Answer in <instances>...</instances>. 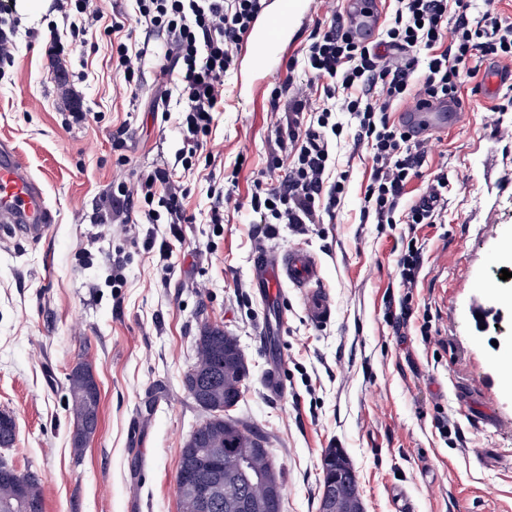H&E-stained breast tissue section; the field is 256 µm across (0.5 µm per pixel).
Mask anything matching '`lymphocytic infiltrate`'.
Wrapping results in <instances>:
<instances>
[{
  "mask_svg": "<svg viewBox=\"0 0 512 512\" xmlns=\"http://www.w3.org/2000/svg\"><path fill=\"white\" fill-rule=\"evenodd\" d=\"M394 18L376 46L357 39L342 23L317 29L304 48V66L322 81L321 104L294 96L291 84L275 91L271 101L287 100L286 126L277 128L275 145L292 163L278 186L257 188L249 208L262 233L276 235L279 225L304 234L324 217H335L347 180L337 170L328 148L329 135L344 127L337 113L352 119L354 146L366 147L372 167L363 193L362 214L376 224L442 223V197L448 178L436 175L430 198L404 207L407 183L418 176L424 161L422 142L392 118L408 97L458 99L470 78L471 62L489 56L512 63V23H503L492 10L470 18L473 0H394ZM265 0H132L140 24L170 40L167 50L177 75L172 89L178 96L177 120L184 131L182 163L201 151L217 112L224 109V78L237 70V50ZM54 9L68 19L67 30L51 29L50 51L63 54L69 41L96 27L99 11L89 0H54ZM380 44V45H381ZM423 79H416V71ZM182 190L166 169L142 180L139 195L117 184L112 202L126 214L143 212L150 222L167 219L187 223ZM157 197L158 208L147 207Z\"/></svg>",
  "mask_w": 512,
  "mask_h": 512,
  "instance_id": "1",
  "label": "lymphocytic infiltrate"
}]
</instances>
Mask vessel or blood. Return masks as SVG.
I'll use <instances>...</instances> for the list:
<instances>
[{"label":"vessel or blood","instance_id":"vessel-or-blood-1","mask_svg":"<svg viewBox=\"0 0 512 512\" xmlns=\"http://www.w3.org/2000/svg\"><path fill=\"white\" fill-rule=\"evenodd\" d=\"M314 8L312 0H267L245 37L250 56L246 68L259 75L272 68L283 45L292 37L293 24ZM342 18L359 37L378 32L382 14L377 0H347ZM466 104L446 99L419 101L398 113L404 127L418 139L429 141L449 125L458 123ZM53 221L52 210L40 182L32 175L15 148L0 141V227L26 241L42 239ZM322 267L309 249L293 246L286 249L259 246L251 259V284L261 300L275 306L272 320L263 327L265 348L271 358L279 356V338L286 320L284 290H298L305 316L318 328L327 327L335 318V306L322 286Z\"/></svg>","mask_w":512,"mask_h":512}]
</instances>
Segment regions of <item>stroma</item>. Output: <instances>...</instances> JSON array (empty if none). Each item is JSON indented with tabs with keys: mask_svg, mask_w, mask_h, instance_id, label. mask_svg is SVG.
Returning a JSON list of instances; mask_svg holds the SVG:
<instances>
[{
	"mask_svg": "<svg viewBox=\"0 0 512 512\" xmlns=\"http://www.w3.org/2000/svg\"><path fill=\"white\" fill-rule=\"evenodd\" d=\"M21 15L34 37L17 38L13 65L0 79V140L11 141L40 181L54 221L40 242L0 238V413L16 423V442L0 451L19 472H34L45 512H179L181 450L206 413L183 387L195 340L216 325L236 338L249 375L230 417L266 441L283 488V512H319L322 458L341 449L358 477L367 512H395L391 487L413 512H512V385L500 348L512 336V112L480 87L495 59L484 58L461 88L464 120L432 141L407 200L448 175L445 221L363 223L371 159L365 149L332 143L348 173L335 218L300 235L281 228L264 238L251 222L256 184L271 188L289 161L273 154L284 110L272 109L277 83L254 80L241 92L224 78V109L191 170L180 160L183 132L155 106L164 89L166 47L130 13L129 0H93L105 20L123 21L146 44L142 80L126 88L111 60V36L89 31L64 64L45 54L51 0ZM345 0H315L285 51L294 89L311 99L321 81L299 61L316 27L328 26ZM87 114L73 123L72 109ZM172 170L185 190V224L131 223L111 217L112 186L136 191L143 174ZM229 193L216 200L212 187ZM224 221H209L212 207ZM422 243L416 287H402L398 260L410 238ZM168 243L170 257L159 246ZM304 246L323 264L336 317L318 330L299 295L286 290L282 336L287 392L264 386L260 349L264 306L249 267L256 245ZM120 262L121 282L112 280ZM414 315L401 331L387 321L389 302ZM494 304L500 326L482 327L475 304ZM92 365L100 424L82 458L73 455L67 375ZM468 395L462 405L460 395Z\"/></svg>",
	"mask_w": 512,
	"mask_h": 512,
	"instance_id": "1",
	"label": "stroma"
}]
</instances>
